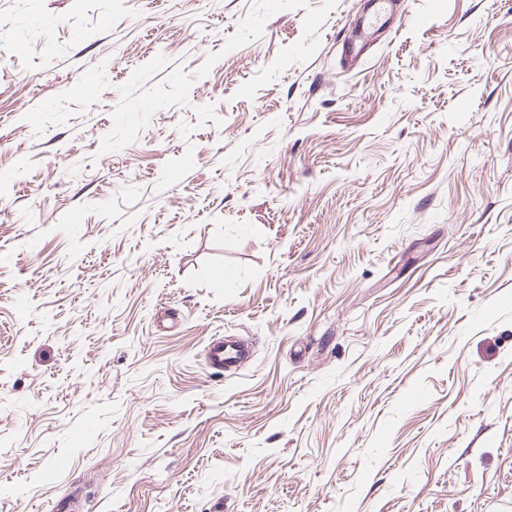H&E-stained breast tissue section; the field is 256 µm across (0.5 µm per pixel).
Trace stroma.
<instances>
[{
    "label": "stroma",
    "mask_w": 512,
    "mask_h": 512,
    "mask_svg": "<svg viewBox=\"0 0 512 512\" xmlns=\"http://www.w3.org/2000/svg\"><path fill=\"white\" fill-rule=\"evenodd\" d=\"M366 3L0 0V512H512V0ZM371 12L360 17L351 33L343 41L342 59L347 68H353L365 56L375 41L376 34L391 32L394 20L405 10L404 0H369ZM244 351L223 339L211 341L206 348V366L208 371L224 372L228 368L234 366L244 357Z\"/></svg>",
    "instance_id": "obj_1"
}]
</instances>
